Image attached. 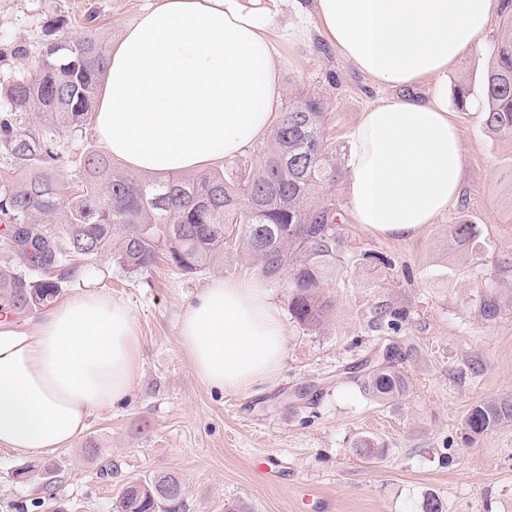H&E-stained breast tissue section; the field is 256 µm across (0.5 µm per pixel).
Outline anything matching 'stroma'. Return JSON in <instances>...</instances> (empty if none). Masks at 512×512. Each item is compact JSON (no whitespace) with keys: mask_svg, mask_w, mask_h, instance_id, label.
<instances>
[{"mask_svg":"<svg viewBox=\"0 0 512 512\" xmlns=\"http://www.w3.org/2000/svg\"><path fill=\"white\" fill-rule=\"evenodd\" d=\"M148 0H0V79L26 68L53 37L96 29L114 44ZM281 98L315 93L326 102L325 132L340 151L359 115L389 95L325 46L281 52ZM466 150L464 191L448 213L410 239L367 233L351 221L344 183L336 185L340 233L349 258L323 293L333 310L316 330L288 316V293L267 282L284 313L286 353L276 376L245 392H220L193 374L178 338L185 306L216 278H249L238 259H217L186 274L161 262L151 273L126 272L111 255L83 260L61 296L96 288L131 309L141 342L139 374L126 401L95 413L81 439L55 455L0 447V512H114L126 483L170 472L184 487V512H424L435 496L443 512H512V419L474 440L463 430L469 409L512 401V185L504 173L512 148L492 139L484 113L449 104ZM91 127L58 135L61 172L80 174L96 148ZM476 227L452 248L453 225ZM380 254L385 264L370 265ZM406 311L398 329L381 309ZM406 377L405 396L381 403L345 366L381 360ZM381 448L357 458L359 440ZM101 448L88 456L87 441ZM58 480L48 497L43 465ZM33 471L17 481L23 466Z\"/></svg>","mask_w":512,"mask_h":512,"instance_id":"1","label":"stroma"}]
</instances>
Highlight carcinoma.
<instances>
[{
    "label": "carcinoma",
    "mask_w": 512,
    "mask_h": 512,
    "mask_svg": "<svg viewBox=\"0 0 512 512\" xmlns=\"http://www.w3.org/2000/svg\"><path fill=\"white\" fill-rule=\"evenodd\" d=\"M500 21L482 85L485 128L512 145V0H500ZM108 52L98 33L63 34L27 71L0 90V238L22 268L0 267V311L15 315L53 303L82 258L110 254L127 272L147 273L163 254L186 274L208 269L221 256L243 258L257 273L283 283L288 311L315 330L332 309L321 288L345 259L333 190L342 176L337 148L325 135V101L316 95L288 100L277 126L245 155L220 170L173 173L165 179L125 172L104 151L81 157L83 177H59L55 133L83 129L98 101ZM31 113L50 120L53 134L18 126ZM464 245L475 226H453ZM366 393L380 402L404 396L402 372L388 364L366 367ZM512 418V403L485 401L468 411L472 437ZM353 454L380 455L368 439ZM122 491L116 512H182L184 488L170 473Z\"/></svg>",
    "instance_id": "carcinoma-1"
}]
</instances>
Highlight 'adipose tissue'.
Instances as JSON below:
<instances>
[{
    "label": "adipose tissue",
    "instance_id": "obj_1",
    "mask_svg": "<svg viewBox=\"0 0 512 512\" xmlns=\"http://www.w3.org/2000/svg\"><path fill=\"white\" fill-rule=\"evenodd\" d=\"M499 0H155L109 53L94 133L113 160L164 176L244 154L274 126L282 48L327 44L393 93L349 135L354 223L407 239L456 204L466 165L445 79L486 38ZM180 346L206 387L269 380L286 348L259 282L217 278L184 311ZM130 309L88 291L35 331L0 321V446L49 456L116 406L139 371Z\"/></svg>",
    "mask_w": 512,
    "mask_h": 512
}]
</instances>
